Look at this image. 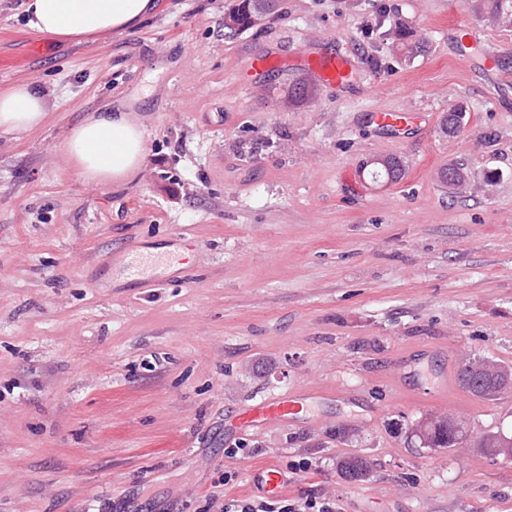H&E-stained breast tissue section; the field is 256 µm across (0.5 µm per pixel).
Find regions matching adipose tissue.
Masks as SVG:
<instances>
[{"label": "adipose tissue", "mask_w": 512, "mask_h": 512, "mask_svg": "<svg viewBox=\"0 0 512 512\" xmlns=\"http://www.w3.org/2000/svg\"><path fill=\"white\" fill-rule=\"evenodd\" d=\"M155 7V0H21L19 4L29 29L64 40L127 31ZM50 110L48 95L37 83L19 82L0 89V137L40 126ZM65 148L79 174L102 186L125 182L146 157L141 126L120 111L87 116L71 130Z\"/></svg>", "instance_id": "ef3b65f1"}]
</instances>
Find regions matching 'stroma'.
Masks as SVG:
<instances>
[{"label": "stroma", "mask_w": 512, "mask_h": 512, "mask_svg": "<svg viewBox=\"0 0 512 512\" xmlns=\"http://www.w3.org/2000/svg\"><path fill=\"white\" fill-rule=\"evenodd\" d=\"M230 2L158 0L77 42L0 0V87L32 80L52 102L0 139V512H219L269 465L283 497L341 512H512V460L473 445L512 436V392L437 388L469 358L512 367V27L472 0H279L228 36ZM398 27L427 52L403 60ZM333 43L355 62L338 89L300 63ZM260 54L281 67L254 75ZM107 109L133 113L147 155L103 187L65 142ZM379 112L411 122L394 135ZM376 156L404 178L363 176ZM456 163L452 191L438 173ZM139 242L179 251L191 282L140 287L124 271ZM299 391L306 415L235 428ZM440 416L464 441L422 447L415 425ZM348 455L366 480L341 477ZM340 474L343 479L349 482H360L367 478L370 473V462L359 455L343 458L339 464Z\"/></svg>", "instance_id": "stroma-1"}]
</instances>
